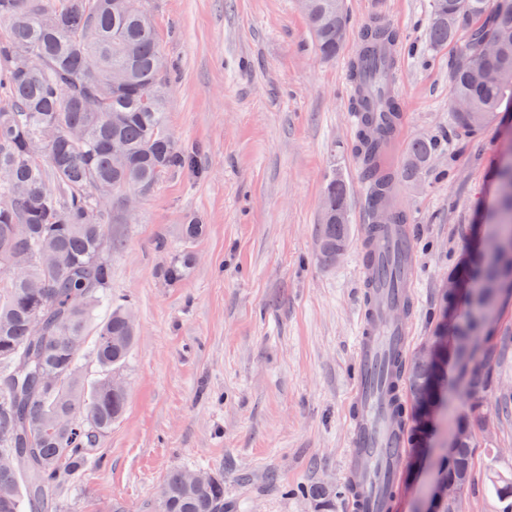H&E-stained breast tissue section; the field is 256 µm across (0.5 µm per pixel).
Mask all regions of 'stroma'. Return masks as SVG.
Here are the masks:
<instances>
[{"label":"stroma","instance_id":"obj_1","mask_svg":"<svg viewBox=\"0 0 512 512\" xmlns=\"http://www.w3.org/2000/svg\"><path fill=\"white\" fill-rule=\"evenodd\" d=\"M174 64L167 126L188 164L138 196L132 218L106 220L113 297L127 300L138 339L122 374L123 419L96 462L58 492L65 512H155L176 467L224 476V512H322L318 484L348 512L342 461L364 301L363 227L371 223L348 65L360 29L383 16L399 29L403 133L387 163L401 169L414 140L427 167L397 182L418 263L411 349L430 341L448 271L474 246L494 197L491 170L512 128L462 137L450 120L452 48L426 37L430 0H344L342 53H316L296 0H143ZM350 187V236L336 263L319 255L317 224L331 175ZM203 234L186 241L188 219ZM188 277L165 280L172 257ZM447 401L420 458L406 457L394 512H424L446 478L444 448L467 411L469 370L449 360ZM488 429L478 431L465 512H503L489 468L512 473V349L493 362Z\"/></svg>","mask_w":512,"mask_h":512}]
</instances>
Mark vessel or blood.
I'll use <instances>...</instances> for the list:
<instances>
[{
  "label": "vessel or blood",
  "instance_id": "vessel-or-blood-1",
  "mask_svg": "<svg viewBox=\"0 0 512 512\" xmlns=\"http://www.w3.org/2000/svg\"><path fill=\"white\" fill-rule=\"evenodd\" d=\"M405 226L392 224L380 233L365 231L361 277L370 282L374 264L383 262L392 248L408 244ZM414 262L403 265L404 287L368 291L356 336V363L347 414L349 446L345 478L349 512H390L406 443L393 411L392 382L398 381L397 362L405 360L410 344V324L395 319L393 304L413 299Z\"/></svg>",
  "mask_w": 512,
  "mask_h": 512
}]
</instances>
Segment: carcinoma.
<instances>
[{"label": "carcinoma", "mask_w": 512, "mask_h": 512, "mask_svg": "<svg viewBox=\"0 0 512 512\" xmlns=\"http://www.w3.org/2000/svg\"><path fill=\"white\" fill-rule=\"evenodd\" d=\"M320 57L330 60L343 47V0H299ZM0 454L14 464L0 468V512H62L55 490L90 466L97 441L125 413L126 391L112 390V376L124 371L136 338L131 309L107 292L112 264L104 253L103 221L122 211L126 196L150 192L187 156L167 129L170 67L146 11L130 12L126 0H0ZM487 32L497 43L484 54L475 35ZM428 40L434 48L454 47L449 62L450 97L466 108L450 109L451 124L474 135L512 112V0H431ZM362 51L349 65L352 111L360 115L359 151L371 183L372 211L386 209L388 223H406L390 205L391 186L423 169L434 143L415 141L401 171L385 174L380 164L390 141L375 112H397L395 98L379 91L393 78L390 59L375 49L401 42L391 25L374 22L361 32ZM496 203L489 231L512 239V161L496 167ZM349 190L328 179L318 224L319 251L333 262L349 227L334 215L348 211ZM189 257L173 259L165 278L183 281ZM512 260L476 247L451 273L482 276L475 295L443 299L446 310L464 303V321L435 331L475 365L467 414L457 428L467 438L448 469L473 474V437L482 427L484 394L491 383L490 353L480 351L482 318L498 307L496 282ZM106 309L99 316L100 309ZM40 316L43 334L32 319ZM99 375L86 382L80 357L87 344ZM40 370L58 379L52 387L28 385ZM444 384V370L412 358L406 398L399 411L414 417L423 407L419 390ZM187 470H171L157 512H224V476L190 485ZM489 480L512 512V476L495 469Z\"/></svg>", "instance_id": "obj_1"}]
</instances>
